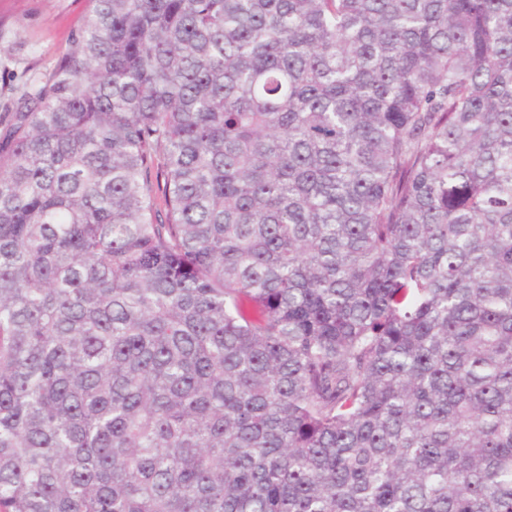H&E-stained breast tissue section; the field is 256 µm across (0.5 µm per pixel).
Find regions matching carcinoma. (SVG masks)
<instances>
[{"instance_id": "obj_1", "label": "carcinoma", "mask_w": 512, "mask_h": 512, "mask_svg": "<svg viewBox=\"0 0 512 512\" xmlns=\"http://www.w3.org/2000/svg\"><path fill=\"white\" fill-rule=\"evenodd\" d=\"M0 141V512H512V0H90Z\"/></svg>"}]
</instances>
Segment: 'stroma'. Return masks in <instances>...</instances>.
I'll use <instances>...</instances> for the list:
<instances>
[{"mask_svg":"<svg viewBox=\"0 0 512 512\" xmlns=\"http://www.w3.org/2000/svg\"><path fill=\"white\" fill-rule=\"evenodd\" d=\"M87 0H0V112L51 71L85 23Z\"/></svg>","mask_w":512,"mask_h":512,"instance_id":"obj_1","label":"stroma"}]
</instances>
